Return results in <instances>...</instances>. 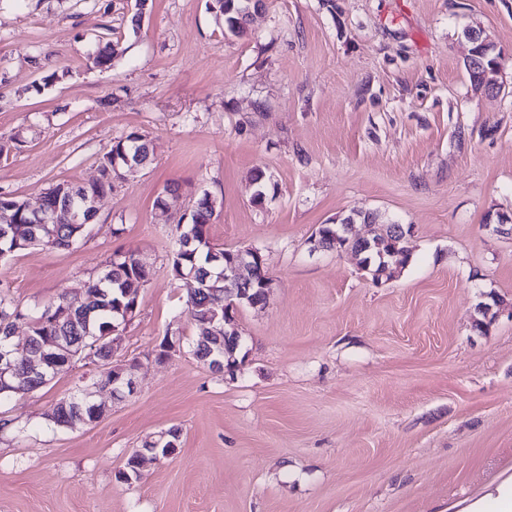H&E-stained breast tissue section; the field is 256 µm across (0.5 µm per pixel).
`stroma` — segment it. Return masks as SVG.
<instances>
[{
	"label": "stroma",
	"instance_id": "35a3bbf8",
	"mask_svg": "<svg viewBox=\"0 0 512 512\" xmlns=\"http://www.w3.org/2000/svg\"><path fill=\"white\" fill-rule=\"evenodd\" d=\"M209 2L147 0L136 26L134 0H0V193L35 207L95 180L129 133L154 147L81 247L0 260L25 311L82 301L116 251L152 271L117 353L133 394L54 427L75 384L94 390L78 362L5 405L25 433L0 436V512H467L512 479V237L484 226L512 212V0H261L241 38ZM468 29L499 54L503 90L473 88ZM108 44L111 68H93ZM170 185L177 204L156 208ZM206 192L213 243L259 249L272 280L236 310L233 377L190 353L169 271ZM353 211L411 226L407 267L377 284L351 253L312 251ZM167 335L182 345L160 363ZM172 426L177 452L122 482Z\"/></svg>",
	"mask_w": 512,
	"mask_h": 512
}]
</instances>
